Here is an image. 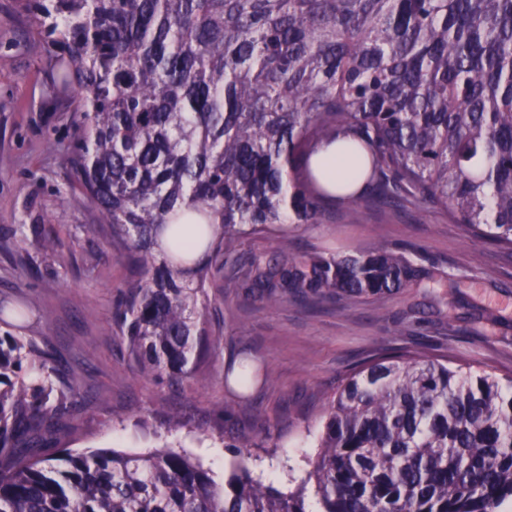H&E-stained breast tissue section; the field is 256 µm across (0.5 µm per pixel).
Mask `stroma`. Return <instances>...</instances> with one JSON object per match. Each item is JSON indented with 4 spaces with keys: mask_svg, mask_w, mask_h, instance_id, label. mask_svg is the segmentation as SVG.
<instances>
[{
    "mask_svg": "<svg viewBox=\"0 0 512 512\" xmlns=\"http://www.w3.org/2000/svg\"><path fill=\"white\" fill-rule=\"evenodd\" d=\"M52 63L18 0H0V330L59 349L68 367L55 378L56 391L76 386L87 398L77 429L40 456L170 446L216 481L242 458L256 481L286 492L317 451L329 397L362 362L436 342L449 360L512 371V256L474 242L464 225L437 209L420 216L370 205L359 223L348 224L329 204L321 223L293 229L290 247L412 246L452 269L494 271L496 283L471 281L444 306L431 305L418 289L378 305L311 311L228 299L214 281L205 318L221 346L198 359L183 382L144 376L114 318L135 273L110 226L72 187L77 114L72 97L51 82ZM46 237L53 250L42 249ZM242 349L266 377L245 399L224 384L228 363ZM228 402L234 408L227 414ZM176 413L183 427L170 425Z\"/></svg>",
    "mask_w": 512,
    "mask_h": 512,
    "instance_id": "35a3bbf8",
    "label": "stroma"
}]
</instances>
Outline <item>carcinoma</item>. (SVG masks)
Instances as JSON below:
<instances>
[{
	"mask_svg": "<svg viewBox=\"0 0 512 512\" xmlns=\"http://www.w3.org/2000/svg\"><path fill=\"white\" fill-rule=\"evenodd\" d=\"M75 95V183L141 278L116 315L142 373L221 345L198 298L379 302L465 276L414 250H295L286 224L375 200L439 206L512 253V0H19ZM347 142L354 174L313 165ZM272 237L273 250L242 249ZM62 356L0 334V512H497L512 503V372L394 351L329 399L293 492L173 449L36 452L77 428ZM259 382L247 357L224 383ZM313 492L317 508L307 507Z\"/></svg>",
	"mask_w": 512,
	"mask_h": 512,
	"instance_id": "carcinoma-1",
	"label": "carcinoma"
}]
</instances>
